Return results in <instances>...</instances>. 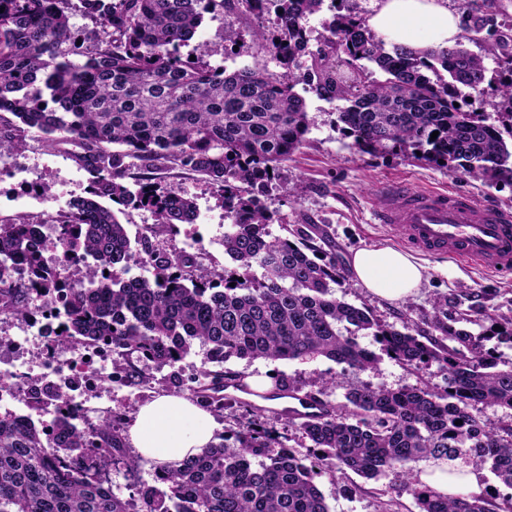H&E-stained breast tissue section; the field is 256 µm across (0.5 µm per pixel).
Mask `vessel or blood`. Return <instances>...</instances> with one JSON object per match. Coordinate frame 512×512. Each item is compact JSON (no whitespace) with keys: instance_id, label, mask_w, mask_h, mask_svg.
I'll list each match as a JSON object with an SVG mask.
<instances>
[{"instance_id":"obj_1","label":"vessel or blood","mask_w":512,"mask_h":512,"mask_svg":"<svg viewBox=\"0 0 512 512\" xmlns=\"http://www.w3.org/2000/svg\"><path fill=\"white\" fill-rule=\"evenodd\" d=\"M380 223L396 225L410 248L474 263L512 268V210L461 191L381 187Z\"/></svg>"}]
</instances>
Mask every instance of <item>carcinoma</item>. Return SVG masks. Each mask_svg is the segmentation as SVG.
Listing matches in <instances>:
<instances>
[{
    "instance_id": "cac0c4a2",
    "label": "carcinoma",
    "mask_w": 512,
    "mask_h": 512,
    "mask_svg": "<svg viewBox=\"0 0 512 512\" xmlns=\"http://www.w3.org/2000/svg\"><path fill=\"white\" fill-rule=\"evenodd\" d=\"M324 0H0V112L14 132L0 135V156L22 151L31 133L45 147H74L92 174L89 196L73 201L55 220L50 242L62 259L85 265L84 281L62 290L36 250L33 217L0 224V266L13 259L26 275L0 290V318L26 320L39 299L61 321L57 340L73 347L106 341L125 366L112 381L148 387L151 371L182 360L197 344L217 365L324 357L345 370H376L382 361L356 335L370 336L384 355L408 370L435 362L448 387L389 388L353 383L345 402H323L322 415L297 424L303 443L290 445L261 422L266 410L224 394V382L248 390L241 376L204 369L189 388L191 400L211 413L249 407L255 419L218 443L181 461L155 467L168 491H141L138 512H329L314 469H349L366 479L391 473L398 493L418 512H512V424L481 419L476 405L512 409V368H498L488 336L474 324L480 313L448 317V297L432 319L398 329L366 306L336 296L346 270L326 250L316 225H281L265 197L279 165L305 141L311 119L296 91L342 101L336 123L361 150L399 148L491 186L512 188V37L496 40L508 69L499 79L504 111L471 112L464 90L482 89L486 67L466 44L497 33L493 0H464L463 33L456 44L420 56L388 45L353 10L329 21V35L310 45L309 16ZM234 8L273 26L253 30L258 46L280 72L256 63L233 71L200 53L184 57L203 13ZM81 14L109 33L75 28ZM436 139H431L433 132ZM120 149L115 150L113 146ZM189 171L219 188L224 201V255L234 267L218 270L185 250L156 259L154 278L115 276L137 262L125 224L103 200L145 209L173 230L193 224L194 199L153 183L131 191V170ZM493 338L512 343V316L495 322ZM137 361L140 366L132 365ZM460 424H455V421ZM68 450L60 457L49 437ZM309 445H304V442ZM306 448L301 453L300 448ZM89 448H110L93 456ZM448 462V474L490 467L510 493H442L420 480L417 465ZM133 471L122 418L93 424L78 412L57 411L48 424L0 415V512H132V504L103 478Z\"/></svg>"
}]
</instances>
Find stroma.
Instances as JSON below:
<instances>
[{
	"mask_svg": "<svg viewBox=\"0 0 512 512\" xmlns=\"http://www.w3.org/2000/svg\"><path fill=\"white\" fill-rule=\"evenodd\" d=\"M228 28L238 31L237 43L225 42L224 31ZM252 30L250 18L228 11L223 19H205L180 53L184 56L206 53L211 64L223 65L230 71L258 62L266 65L270 72H277L278 66L271 55L259 51ZM296 90L306 100L310 131L299 151L281 164V186L270 191L267 204L284 223L308 221L320 225L340 262H348L360 248H401L402 237L397 226L379 224L373 218L375 190L385 183L464 191L479 201L512 209L510 187H492L460 173L450 174L441 166L417 161L397 149L383 153L357 149L335 124V103L318 98L307 84L297 85ZM19 158L30 169L40 189L63 196L68 203L87 196L93 176L72 157L70 146L49 150L38 138L31 137ZM151 179L160 187L193 197L198 212L211 218L207 224L180 225L173 233L156 230L151 238L155 252L174 255L190 247L191 237L209 236L213 225L223 222L221 199L201 176L188 171H171L152 173ZM417 258L428 266V279L403 300L392 302L377 297L352 277L336 294L348 303L369 306L381 322L398 327L409 319L417 321L432 316L433 302L442 295L447 296L448 310L452 313L470 308L484 313L486 318H493L512 312V270L490 273L471 263L422 252ZM208 365L205 351L193 347L183 360L154 371L150 387H119L111 381H102L90 395L86 407L96 416L120 411L126 423H133L140 405L161 395L177 393L182 380ZM224 368L249 378L279 372L287 377L298 394H314L322 388L326 391V400L335 404L343 403L347 386L358 380L392 388L417 387L425 383L440 389L447 386L446 373L438 364L409 371L387 358L378 370L359 374L343 370L323 357L276 362L233 358L225 362ZM314 482L329 512H378L380 501L396 496L394 478L389 474L366 479L350 471L333 474L321 469Z\"/></svg>",
	"mask_w": 512,
	"mask_h": 512,
	"instance_id": "35a3bbf8",
	"label": "stroma"
}]
</instances>
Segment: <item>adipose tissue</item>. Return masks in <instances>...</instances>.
Masks as SVG:
<instances>
[{
	"label": "adipose tissue",
	"instance_id": "1",
	"mask_svg": "<svg viewBox=\"0 0 512 512\" xmlns=\"http://www.w3.org/2000/svg\"><path fill=\"white\" fill-rule=\"evenodd\" d=\"M368 26L385 42L415 51L451 47L462 34L461 16L447 0H374ZM350 269L372 294L399 301L427 278V269L400 250L363 248L353 253ZM211 414L192 401L161 395L139 407L128 434L137 455L157 465L199 454L214 441Z\"/></svg>",
	"mask_w": 512,
	"mask_h": 512
}]
</instances>
